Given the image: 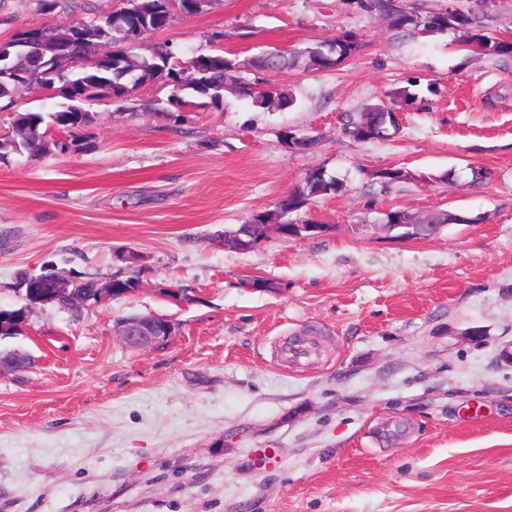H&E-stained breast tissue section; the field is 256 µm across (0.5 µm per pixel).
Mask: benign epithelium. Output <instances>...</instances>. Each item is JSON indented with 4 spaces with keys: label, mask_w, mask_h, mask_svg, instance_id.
Segmentation results:
<instances>
[{
    "label": "benign epithelium",
    "mask_w": 512,
    "mask_h": 512,
    "mask_svg": "<svg viewBox=\"0 0 512 512\" xmlns=\"http://www.w3.org/2000/svg\"><path fill=\"white\" fill-rule=\"evenodd\" d=\"M124 47L112 44V35L102 33L98 41L86 43L74 26L57 29L51 33L38 28L9 41L0 42V86L5 83L20 84L30 81L29 73L21 70L15 59L31 54L38 55L43 78L41 90L48 95H55V77L64 69L75 64L82 69H95L105 59L120 58ZM440 224H382L380 229L390 233L398 231V238L416 240L430 238L441 231ZM328 224H269L267 230L275 232L282 238L309 237L313 233L323 235L329 232ZM51 299L66 303L78 298V283L61 277L49 290ZM176 329L174 320L167 316L144 315L125 319L120 323L118 336L128 347L136 350L154 349L173 336ZM29 354L17 351L0 356V374L9 373L27 366Z\"/></svg>",
    "instance_id": "1"
}]
</instances>
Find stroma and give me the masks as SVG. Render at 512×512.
I'll return each mask as SVG.
<instances>
[{
	"label": "stroma",
	"mask_w": 512,
	"mask_h": 512,
	"mask_svg": "<svg viewBox=\"0 0 512 512\" xmlns=\"http://www.w3.org/2000/svg\"><path fill=\"white\" fill-rule=\"evenodd\" d=\"M123 5L42 15L0 0V41ZM344 30L362 46L342 65L270 74L291 109L228 92L168 125L149 114L170 93L158 81L130 108L89 105L82 149L0 158V309L25 308L22 272L139 274L136 292L81 320L25 308L0 336V352L33 358L0 376V512H512V58L400 32L352 0H214L164 36L247 65ZM415 79L435 91L396 135L342 134L346 113ZM63 104L37 88L2 98L0 131ZM285 128L320 143L289 152ZM393 166L408 179L368 185L364 170ZM314 168L344 183L301 213L330 233L223 247ZM390 209L472 221L401 240L377 228ZM250 275L274 291L246 288ZM145 314L174 317L176 335L127 348L119 322ZM295 337L315 340L320 361H283ZM388 419L405 434L376 440Z\"/></svg>",
	"instance_id": "1"
}]
</instances>
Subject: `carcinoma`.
<instances>
[{
    "label": "carcinoma",
    "instance_id": "1",
    "mask_svg": "<svg viewBox=\"0 0 512 512\" xmlns=\"http://www.w3.org/2000/svg\"><path fill=\"white\" fill-rule=\"evenodd\" d=\"M36 11L50 14L58 9L65 11L73 0H34ZM128 6L135 8L132 18L143 29L144 34H157L167 30L173 22L174 14L169 12L166 0H127ZM358 7L370 14L386 18L391 26L398 30L411 31L416 35H433L452 32L462 50L479 55L508 56L512 58V40L492 37L483 32L479 24L478 13L470 8L446 9L411 7L405 8L398 0H357ZM361 47L360 34L344 31L336 35L331 42L316 43L302 49L275 50L264 52L253 61L252 68L242 66L234 57L224 53H197L165 40L157 42L149 49V54L135 52L129 46L126 56L114 65L95 70H69L63 80L57 82L58 96L70 101L63 109L51 113L48 118L58 125L68 136L69 147H82L80 131L93 121V117L84 112L75 111L74 95L84 96L91 103L101 98L119 96L139 84L165 80L174 85L181 82L185 88L209 99L212 106L219 108L223 104L224 91L228 89L257 108L275 106L285 110L296 104L293 94L279 86H274L256 77L250 72L261 74L277 73L295 68L305 70H326L343 64ZM189 69L192 78L183 77ZM418 97L403 87L392 90L386 99L369 104L359 112L346 115L342 133L358 142H367L376 137L397 130L391 119L393 113L416 104ZM188 104L185 99L174 101L167 98L163 106L154 109L150 116L169 123L180 120V107ZM46 116L41 112H18L13 120L9 137L0 140V157L9 153L39 154L40 142L44 136L42 125ZM281 144L291 146L294 153L307 152L318 144L311 135L297 134L286 130L279 133ZM364 175L369 186H379L385 191L405 180L406 174L400 168L366 170ZM342 183L336 177L317 168L306 173L303 182L283 198L276 209L257 212L239 229L250 234L260 235L265 224H286L291 215L298 213L316 197L332 195L339 191Z\"/></svg>",
    "mask_w": 512,
    "mask_h": 512
}]
</instances>
